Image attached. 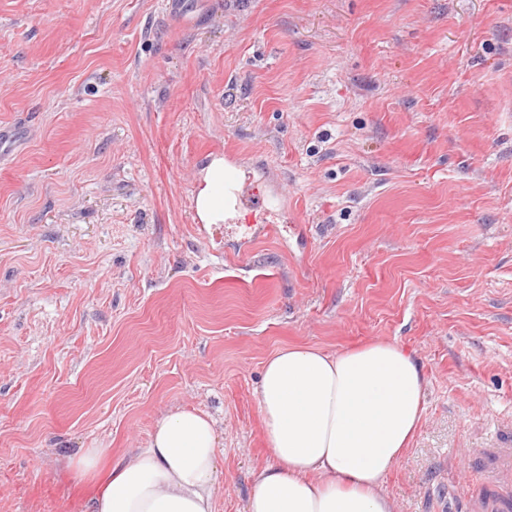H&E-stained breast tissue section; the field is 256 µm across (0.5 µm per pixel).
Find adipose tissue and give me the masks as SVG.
I'll list each match as a JSON object with an SVG mask.
<instances>
[{
	"mask_svg": "<svg viewBox=\"0 0 512 512\" xmlns=\"http://www.w3.org/2000/svg\"><path fill=\"white\" fill-rule=\"evenodd\" d=\"M195 204L202 222L223 223V159L204 170ZM425 385L422 365L391 341L272 354L258 405L273 461L255 472L245 512H394L383 484L421 425ZM219 456L214 421L180 409L147 447L117 459L87 448L69 466L97 486L90 512H216Z\"/></svg>",
	"mask_w": 512,
	"mask_h": 512,
	"instance_id": "adipose-tissue-1",
	"label": "adipose tissue"
}]
</instances>
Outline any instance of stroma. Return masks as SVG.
<instances>
[{"instance_id":"35a3bbf8","label":"stroma","mask_w":512,"mask_h":512,"mask_svg":"<svg viewBox=\"0 0 512 512\" xmlns=\"http://www.w3.org/2000/svg\"><path fill=\"white\" fill-rule=\"evenodd\" d=\"M228 151L283 190L244 243ZM372 340L428 379L395 512H512V0H0V512L180 408L244 512L264 361ZM224 159H213L200 179L195 204L198 218L204 224L229 222L233 219L226 215L262 208L268 197L265 190L253 181L249 172L242 169L232 155L225 154ZM193 213L195 219H198L194 201Z\"/></svg>"}]
</instances>
